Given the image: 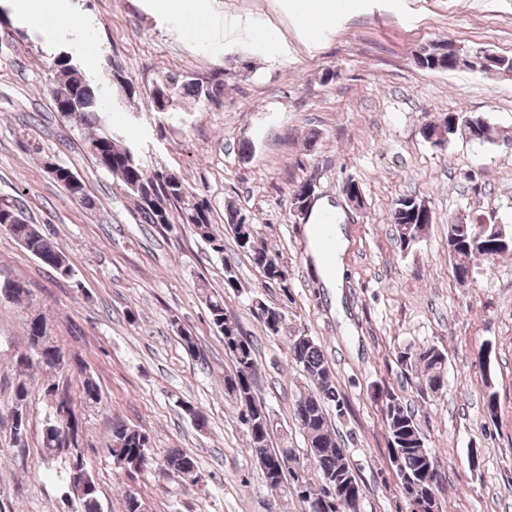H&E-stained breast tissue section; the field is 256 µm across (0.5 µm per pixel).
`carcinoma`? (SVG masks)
I'll return each instance as SVG.
<instances>
[{
	"mask_svg": "<svg viewBox=\"0 0 512 512\" xmlns=\"http://www.w3.org/2000/svg\"><path fill=\"white\" fill-rule=\"evenodd\" d=\"M455 43H431L416 57L418 67L433 71H454L465 65L454 50ZM53 76L47 85L54 110L62 103L71 108L60 116L80 129L89 130L84 136L85 148L97 167L121 182L133 200L139 223L163 229L175 224H186L194 235L217 255L224 254V235L217 232L212 222V206L207 196L188 187L183 178L169 169L146 168L133 150V142L112 134L104 119V99L101 87L86 77L74 62L71 53L62 51L54 57ZM101 75L111 87L122 92L127 99L142 98L153 112L177 118L187 112L188 106L204 108L218 103L224 95V73L219 72L205 79L193 74H164L151 85L142 88L135 84L123 67L112 63L108 57L101 62ZM452 119L446 117L426 124L421 129L422 138L431 143L443 142V137L454 139ZM43 167L50 178L73 200L87 209L95 208L96 201L77 172L69 166L48 157ZM422 200L402 196L395 202L392 215L396 241L400 248L409 246L422 235L433 218H424L418 209ZM224 224L233 235L238 250L245 254L260 271L266 284L288 292V268L279 253L256 242L253 218L229 203L224 211ZM0 232L17 240L43 265L65 276L70 273L69 258L38 225L24 215L19 200H0ZM511 251L500 246L494 225L482 231L474 223L448 225V258L453 275L471 273L478 257L489 263ZM0 286L11 289L9 301L16 304L30 303L31 292L21 280H6ZM211 325L223 336L224 354L231 362V369L224 372V399L235 404L238 419L246 433V445L253 452L261 478L273 492L297 497L302 512H361L360 498L363 488L349 462L330 420V411L344 414V403L337 391L324 353L316 341L301 333L288 339V357L299 367L314 390L295 398L293 419L303 432L305 454L310 460L300 462V452L288 446L284 438L280 446H272L274 429L271 415L263 401L254 400V384L259 370L256 348L234 316L226 315L228 309L220 294L207 296ZM275 309L259 307V321L266 335L277 336L283 329L284 316L274 315ZM26 348L15 358V366L23 372L34 365L55 372L65 362L62 349L50 336L47 319L37 314L27 321ZM404 363L420 367L419 389L437 393L448 386L445 376L447 355L436 345H426L416 353L402 352ZM36 394L31 384L21 380L14 387L13 436H18L26 414L25 404ZM41 397L58 402V415L43 431V460L50 461L71 448L79 447V421L70 386L49 382L41 388ZM381 402L387 445L398 483L416 485L427 491H437L444 480L439 459L426 446V437L414 413L401 397L387 388L376 392ZM115 468L133 472L143 468L152 459L150 434L143 428L130 427L120 419L112 421V438L105 448ZM164 467L191 483H196L195 459L180 448L164 452ZM76 503V512H101L97 492H69Z\"/></svg>",
	"mask_w": 512,
	"mask_h": 512,
	"instance_id": "carcinoma-1",
	"label": "carcinoma"
}]
</instances>
